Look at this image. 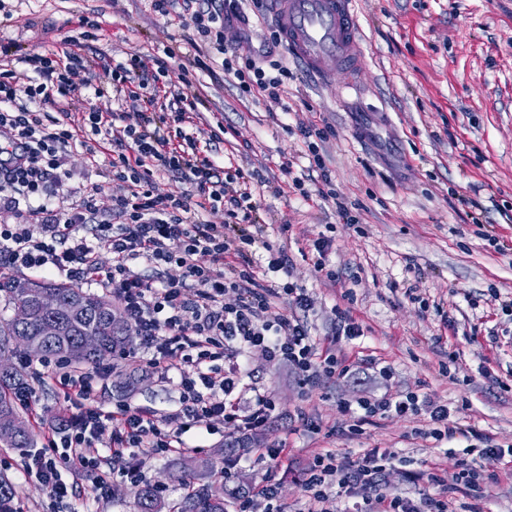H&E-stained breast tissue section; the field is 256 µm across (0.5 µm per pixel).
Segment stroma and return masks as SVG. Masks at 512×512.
I'll list each match as a JSON object with an SVG mask.
<instances>
[{"instance_id":"35a3bbf8","label":"stroma","mask_w":512,"mask_h":512,"mask_svg":"<svg viewBox=\"0 0 512 512\" xmlns=\"http://www.w3.org/2000/svg\"><path fill=\"white\" fill-rule=\"evenodd\" d=\"M363 53L354 82L344 74L317 81L296 63L274 106L263 98L242 99L225 78L198 74L202 102L198 127L223 123L229 142L212 154L221 166L254 169L268 184L256 191L264 221L260 240L288 253L290 280L315 299L309 315L314 333L325 334L334 306L345 291L365 335L350 362L361 370L369 358L386 361L393 377L357 381L322 380L303 389L285 367L254 354L248 369L259 388L273 393L279 412L252 441L238 472L242 486L262 478L277 485L282 512H301L305 490L300 463L317 448L355 455L361 448H394L399 463L387 470L385 487L415 498L426 481L408 482L407 471H437L458 512L480 506L482 512H512V480L497 457L485 455L476 466L486 481L480 494L455 491L457 474L474 434L499 446H512V0H354ZM98 21L102 34L83 39L84 52L101 58L84 100H100L95 90L110 88L114 63L133 54L159 55L174 46L191 53L176 15L152 10L149 0H0V35L27 53L70 51L69 37L79 36L80 16ZM329 124L333 134L323 146L326 173L351 206L356 223H340L334 203L304 200L272 189L285 181L280 171L291 161L303 174L308 165L302 140L289 134L299 123ZM70 176L47 183L43 193L0 209V220L15 224L29 208L47 210L78 201L91 186L110 203L112 168L107 155L95 165L73 153ZM288 232H281V225ZM331 234L330 256L341 273L332 282L314 270L312 243ZM138 381L124 387L128 375ZM36 396L23 417L32 433L28 448L0 444V477L15 489L17 512H135L136 485L116 477L106 494L93 490L92 477L64 473L75 496L54 502L36 481L25 477L20 462L45 443V431L66 433L65 419L76 410L49 378L27 375ZM410 391L432 401L462 407L456 438L438 443L412 436L426 428L423 416L375 417L366 433L344 432L338 404L384 392ZM180 376L144 372L125 362L99 381L95 404L104 409L125 405L163 420L179 407ZM318 426L308 432L307 424ZM237 430L220 421L185 433L194 452L147 459L141 482L163 484L166 502L185 494L179 480L191 462L206 460L213 471L194 472V485L219 484V470ZM288 445L279 464L262 451Z\"/></svg>"}]
</instances>
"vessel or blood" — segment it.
I'll return each mask as SVG.
<instances>
[{
  "instance_id": "1",
  "label": "vessel or blood",
  "mask_w": 512,
  "mask_h": 512,
  "mask_svg": "<svg viewBox=\"0 0 512 512\" xmlns=\"http://www.w3.org/2000/svg\"><path fill=\"white\" fill-rule=\"evenodd\" d=\"M283 46L306 72L353 74L362 62L353 0H271Z\"/></svg>"
}]
</instances>
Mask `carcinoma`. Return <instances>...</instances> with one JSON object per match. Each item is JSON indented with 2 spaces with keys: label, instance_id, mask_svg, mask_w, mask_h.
<instances>
[{
  "label": "carcinoma",
  "instance_id": "obj_1",
  "mask_svg": "<svg viewBox=\"0 0 512 512\" xmlns=\"http://www.w3.org/2000/svg\"><path fill=\"white\" fill-rule=\"evenodd\" d=\"M50 292L59 298L61 308L52 317L62 328L59 336L39 335V326L45 314L37 305V296ZM0 296L3 310L0 314V349L14 348L28 355L27 344L41 343L36 353L41 359L61 360L76 365L94 367L112 359L124 350L132 334L131 326L124 322L115 324L110 320L112 299L89 293L67 283H51L28 277H12L0 280ZM24 306L31 318L26 322L15 320L11 312ZM93 333L99 337L98 345L91 350L81 348L83 336ZM28 390V382L21 370L9 365L0 370V418L15 425L14 438L0 437V443L14 448H23L30 441V433L17 409L19 398ZM137 512H162L164 504L155 486L145 484L135 491ZM169 512H226L224 486L201 485L193 487L183 497L177 508Z\"/></svg>",
  "mask_w": 512,
  "mask_h": 512
}]
</instances>
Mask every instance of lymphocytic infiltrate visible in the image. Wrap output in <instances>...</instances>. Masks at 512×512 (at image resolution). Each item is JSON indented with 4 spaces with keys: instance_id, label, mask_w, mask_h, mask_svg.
I'll use <instances>...</instances> for the list:
<instances>
[{
    "instance_id": "obj_1",
    "label": "lymphocytic infiltrate",
    "mask_w": 512,
    "mask_h": 512,
    "mask_svg": "<svg viewBox=\"0 0 512 512\" xmlns=\"http://www.w3.org/2000/svg\"><path fill=\"white\" fill-rule=\"evenodd\" d=\"M155 11L169 13L182 5L178 19L222 54L220 66L242 94L280 102L288 69L273 60L258 65L252 53H228L225 34L235 22H248L243 0H151ZM177 62L179 83L165 91L163 104L148 94L150 81L169 73ZM95 60L76 51L65 60L24 55L19 66L0 63V194L26 198L39 195L48 179L66 165L68 150L80 146L95 155L100 145L112 153V179L119 191L111 198L112 217L102 219L99 187L79 202L59 207L37 224H0V271L27 270L76 284L91 281L111 289L147 352L146 368L166 375L181 374V406L165 422L123 406L95 407L98 370L74 372L56 360L42 361V373L55 381L81 408L67 435L47 438L41 453L23 458L26 476L35 478L54 500L73 494L63 472L89 469L100 457L103 432H110L118 473L138 482L147 457L187 450L183 435L206 420L235 424L252 436L276 411L271 393L246 383V360L253 352L289 367L301 386L320 377H347L351 370L346 343L363 337L362 325L350 309H338L332 334H313L308 314L314 300L306 288L288 280V254L264 244V257L252 252L256 243L250 225L259 221L254 199L265 181L257 171L216 166L191 133V114L198 108L191 74L213 72L208 53L180 59L175 49L165 57L134 55L112 69V96L132 103L135 122L123 113L82 107L75 95L85 85ZM28 106L15 107L18 90ZM57 108L60 117L45 125L41 109ZM181 178L192 192L160 196L154 192L158 174ZM220 211L224 221L210 223L204 215ZM112 255L101 265V250ZM145 260L151 273L135 271ZM234 301H226L227 293ZM292 314L280 312V302ZM350 435L360 436L374 417L387 413L427 416L435 440L457 433L447 405L416 395L363 398L340 405ZM394 452L363 449L358 459L321 449L311 452L302 470L306 492L304 512H330L331 498L352 499V512H449L447 497L425 494L411 498L383 490V476ZM240 457L224 463V487L235 491L234 512H280L277 486L262 479L237 492Z\"/></svg>"
}]
</instances>
